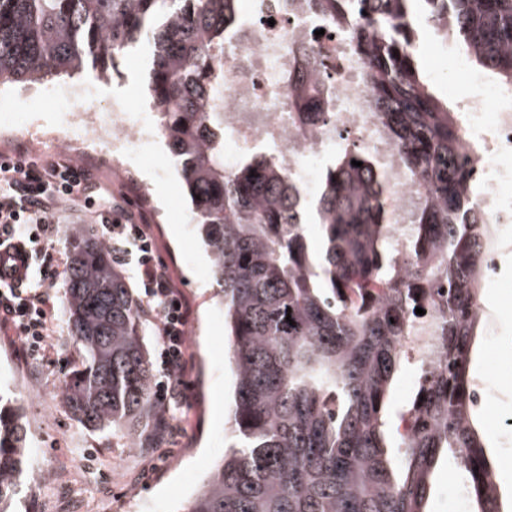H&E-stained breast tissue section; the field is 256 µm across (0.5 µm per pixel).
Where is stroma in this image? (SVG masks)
Here are the masks:
<instances>
[{"label":"stroma","instance_id":"obj_1","mask_svg":"<svg viewBox=\"0 0 512 512\" xmlns=\"http://www.w3.org/2000/svg\"><path fill=\"white\" fill-rule=\"evenodd\" d=\"M422 74L436 95L457 103L469 93L471 64L458 48L423 29L417 40ZM153 47L132 48L118 73L98 76L93 69L53 76L24 89L0 86V122L23 114L35 130L65 132L64 111L55 90L80 83L91 93L82 104L95 112H150ZM130 167L96 166L114 199H126L145 212L161 256L188 304L189 368L181 400L167 401L169 427L155 448H130L123 440L81 426L63 405L58 390L75 355L63 338L67 323L60 308L65 292L68 233L54 241L61 264L52 289L54 333L46 353L35 356L11 328L0 326V382L20 394L29 422L28 485L19 512H180L215 461L232 442L229 407L233 364L224 338V310L216 296L209 261L193 227L184 193L164 140H155ZM482 321L473 346L469 377L493 380L498 392L477 410L475 427L482 437L495 480L512 506V247L498 259L493 280L485 282ZM464 477L448 456H441L430 478L427 512H474L463 488Z\"/></svg>","mask_w":512,"mask_h":512}]
</instances>
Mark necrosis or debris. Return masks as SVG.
Segmentation results:
<instances>
[{
    "label": "necrosis or debris",
    "mask_w": 512,
    "mask_h": 512,
    "mask_svg": "<svg viewBox=\"0 0 512 512\" xmlns=\"http://www.w3.org/2000/svg\"><path fill=\"white\" fill-rule=\"evenodd\" d=\"M243 42L224 54V153L226 160L253 149L273 150L283 167L308 180V159L323 157L341 134L354 135L361 147L378 156L388 172V185L398 217H406L423 191L421 181L409 178L397 161L393 145L379 132L368 106L370 92L360 77L362 63L353 53L350 29L320 31L315 17L296 0L292 9L279 0H250L242 18ZM320 32L335 97L328 122L301 119L295 106L305 82L297 79L298 55L310 33ZM474 93L460 101L461 146L470 155L478 178L473 184L478 211L489 232L512 224V199L505 194L512 183V90H504L486 76L471 74ZM84 90L63 94L68 104L69 137L30 133L23 117L0 127L1 136H29L38 149L63 148L76 157L120 161L146 142L156 140L160 125L113 112L104 116L84 111Z\"/></svg>",
    "instance_id": "1"
}]
</instances>
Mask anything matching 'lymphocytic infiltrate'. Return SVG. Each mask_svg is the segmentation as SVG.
Listing matches in <instances>:
<instances>
[{
	"label": "lymphocytic infiltrate",
	"mask_w": 512,
	"mask_h": 512,
	"mask_svg": "<svg viewBox=\"0 0 512 512\" xmlns=\"http://www.w3.org/2000/svg\"><path fill=\"white\" fill-rule=\"evenodd\" d=\"M99 188L90 168L66 156L37 160L0 156V237L21 242L30 252L24 281L0 286V324L12 327L31 351L45 346L53 319L49 289L59 268L53 242L62 219L78 197L90 196ZM91 216L108 234L127 243L125 259L133 265L161 342L159 365L168 378L164 393L180 399L187 364L188 310L169 267L148 225L139 223L122 202L104 198Z\"/></svg>",
	"instance_id": "obj_1"
}]
</instances>
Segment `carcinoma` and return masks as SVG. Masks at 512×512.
<instances>
[{"label":"carcinoma","instance_id":"obj_1","mask_svg":"<svg viewBox=\"0 0 512 512\" xmlns=\"http://www.w3.org/2000/svg\"><path fill=\"white\" fill-rule=\"evenodd\" d=\"M418 2L425 23L512 87V0H306L336 28L356 19L352 49L383 134L406 174L425 183L401 250L387 171L345 146L313 206L323 242L315 254L297 178L270 154L224 158L214 100L239 0H0V85L78 73L88 62L105 75L135 44L155 47L161 136L210 257L234 364V442L187 512H425L445 452L477 512H501L466 376L487 228L460 153L458 112L430 91L417 63ZM331 105L327 86L298 103L318 120ZM63 311L80 359L59 388L72 419L132 448L155 442L165 406L154 394L144 308L90 224L71 235ZM411 338L432 358L418 360L416 395L393 414L388 389L410 361ZM407 419L416 426L399 432L396 468L388 429ZM28 446L21 403L0 393V512H15Z\"/></svg>","mask_w":512,"mask_h":512}]
</instances>
